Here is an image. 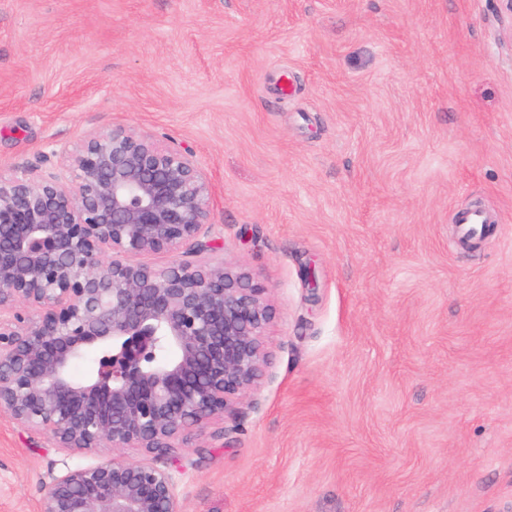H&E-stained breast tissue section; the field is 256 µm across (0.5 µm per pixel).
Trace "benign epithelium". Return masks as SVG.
<instances>
[{
  "instance_id": "obj_1",
  "label": "benign epithelium",
  "mask_w": 512,
  "mask_h": 512,
  "mask_svg": "<svg viewBox=\"0 0 512 512\" xmlns=\"http://www.w3.org/2000/svg\"><path fill=\"white\" fill-rule=\"evenodd\" d=\"M70 181L0 173V412L82 455L40 512H178L172 474L118 451L179 448L260 380L266 288L242 267L134 255L200 240L209 223L206 174L183 152L124 128L88 136ZM97 375L71 380L85 348Z\"/></svg>"
}]
</instances>
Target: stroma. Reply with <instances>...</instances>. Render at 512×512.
I'll return each mask as SVG.
<instances>
[{
	"instance_id": "35a3bbf8",
	"label": "stroma",
	"mask_w": 512,
	"mask_h": 512,
	"mask_svg": "<svg viewBox=\"0 0 512 512\" xmlns=\"http://www.w3.org/2000/svg\"><path fill=\"white\" fill-rule=\"evenodd\" d=\"M190 150L209 263L267 289L255 387L155 461L179 512H512V16L499 0H0V171ZM493 224L460 246L455 216ZM83 456L0 413V512Z\"/></svg>"
}]
</instances>
